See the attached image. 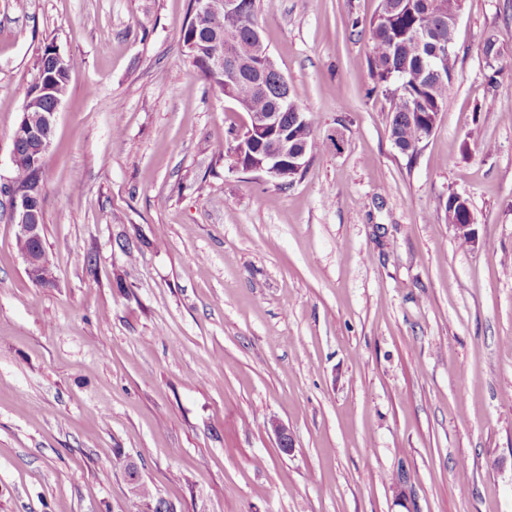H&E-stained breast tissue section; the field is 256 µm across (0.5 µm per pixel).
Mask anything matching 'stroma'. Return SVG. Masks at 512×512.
<instances>
[{
    "instance_id": "35a3bbf8",
    "label": "stroma",
    "mask_w": 512,
    "mask_h": 512,
    "mask_svg": "<svg viewBox=\"0 0 512 512\" xmlns=\"http://www.w3.org/2000/svg\"><path fill=\"white\" fill-rule=\"evenodd\" d=\"M378 4L260 16L325 142L284 186L235 169L248 115L193 65L190 0H0V186L41 48L77 62L42 173L54 285L0 194V512H512V0H464L412 160L365 62Z\"/></svg>"
}]
</instances>
